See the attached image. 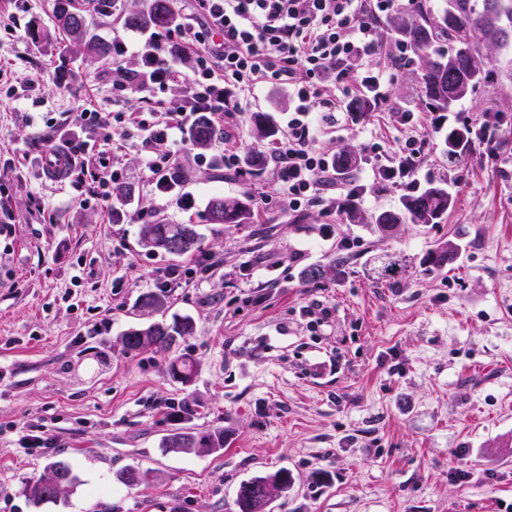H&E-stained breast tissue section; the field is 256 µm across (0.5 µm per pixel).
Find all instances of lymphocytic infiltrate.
Here are the masks:
<instances>
[{
	"label": "lymphocytic infiltrate",
	"mask_w": 512,
	"mask_h": 512,
	"mask_svg": "<svg viewBox=\"0 0 512 512\" xmlns=\"http://www.w3.org/2000/svg\"><path fill=\"white\" fill-rule=\"evenodd\" d=\"M191 18L166 32L143 34L138 68L112 71L113 100L120 106L143 91H165L182 79L188 96L171 112L149 108L140 112H97L83 109L77 128L102 131L134 127L144 150L142 166L162 196L185 201L174 176L181 168L192 132L200 118L211 123L238 124L259 92L283 87L291 105L279 113L281 137L263 155L280 182L277 197L258 193L260 210L298 213L325 206L345 213L365 199L364 182L373 179L401 196L421 190L430 178L425 169L428 134L470 128L472 145L497 157L506 132L504 117L474 120L468 112H416L400 106L390 120L402 132L396 146L367 140L362 144L366 166L355 174L340 168L336 157L319 151L321 135L348 130L360 122L356 102L365 95L380 100L391 68L411 64L416 51L385 50L386 18L416 0H190ZM195 54L189 73L179 74L176 61ZM223 139L233 134L224 130ZM63 149L71 165L65 181L90 177L81 199L88 205L111 197L113 184L127 170L97 149L94 140L73 134Z\"/></svg>",
	"instance_id": "lymphocytic-infiltrate-1"
}]
</instances>
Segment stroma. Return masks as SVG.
I'll use <instances>...</instances> for the list:
<instances>
[{
  "label": "stroma",
  "instance_id": "1",
  "mask_svg": "<svg viewBox=\"0 0 512 512\" xmlns=\"http://www.w3.org/2000/svg\"><path fill=\"white\" fill-rule=\"evenodd\" d=\"M150 0H117L89 18L90 33L124 55L73 53L54 24V0H0V202L14 218L0 259V512H237L242 481L292 476L267 512H512V180L480 152L460 163L454 204L438 224H402L384 236L322 208L211 224L217 195L276 196L272 166L242 177L182 162L193 208L158 197L141 165L136 130L108 154L129 172L122 216L82 206L79 188L46 181L39 158L85 106L112 109V70L137 67L140 29L126 25ZM417 70H395L388 99L364 130L328 134L336 156L362 136L393 141L387 111L419 104ZM512 116V84L485 83L459 106ZM148 221L200 225L209 270L194 286L162 292L156 269L190 266L139 243ZM350 241L347 273L318 287L303 272L329 265ZM460 246L454 269L427 261L434 244ZM405 256L391 283L374 269ZM329 309L313 333L302 307ZM190 316L178 348L196 362L190 384L171 381L168 355L124 353L132 327ZM37 425L46 447L24 451L19 427ZM220 429L215 453L166 451L178 428ZM80 482L56 500L19 493L53 458ZM127 466L149 483L113 480ZM467 470L466 479L450 475Z\"/></svg>",
  "mask_w": 512,
  "mask_h": 512
}]
</instances>
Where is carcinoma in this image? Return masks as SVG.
Here are the masks:
<instances>
[{"label": "carcinoma", "instance_id": "1", "mask_svg": "<svg viewBox=\"0 0 512 512\" xmlns=\"http://www.w3.org/2000/svg\"><path fill=\"white\" fill-rule=\"evenodd\" d=\"M88 4L93 10L102 12L112 7V0H56V20L74 43H84L87 48L105 54L108 52L106 45L86 40ZM173 21L172 0H152L147 12L132 13L127 17V24L133 28L163 29ZM386 29L393 37L420 52L417 70L422 101L435 112L454 109L493 75L502 83H512V63L493 74L485 54L493 47L512 45L509 38L512 34V0H445V5L437 10L421 5L414 16L403 12L390 15L386 20ZM251 133L261 142L277 135L268 113H253ZM217 137L215 128L203 117L192 133V142L196 148L207 150ZM467 138L469 132L465 128L448 131L445 138L446 154L456 155ZM452 206L448 188L429 186L406 197L397 209L376 212L368 218L351 212L348 219L354 223L366 220L379 233L388 234L407 222L438 224ZM254 209V199L247 193L233 197L215 196L207 204V220L211 224H250ZM173 233L181 237L177 249L169 244ZM139 236L144 247L177 257L197 250L203 238L197 224H143ZM458 257L459 247L450 240L437 244L429 252L428 259L434 267L441 269L454 264ZM404 262L401 256H387L379 276L394 278ZM192 331L190 318L175 315L168 322H154L128 330L122 336V347L131 354L149 350L169 353L167 373L172 380L182 383L193 377L195 365L188 355L177 351L174 346ZM164 447L187 454L196 453L201 448L217 452L224 448V431L180 428L165 438ZM270 478L280 483L282 492L287 491L292 482L291 475L285 469L242 482L236 495L239 512H259L267 506L262 487ZM115 479L127 487H134L147 481L148 472L128 466L118 471ZM77 481L71 464L59 459L47 465L40 477L23 482L20 493L32 503H42L56 499L65 488Z\"/></svg>", "mask_w": 512, "mask_h": 512}]
</instances>
